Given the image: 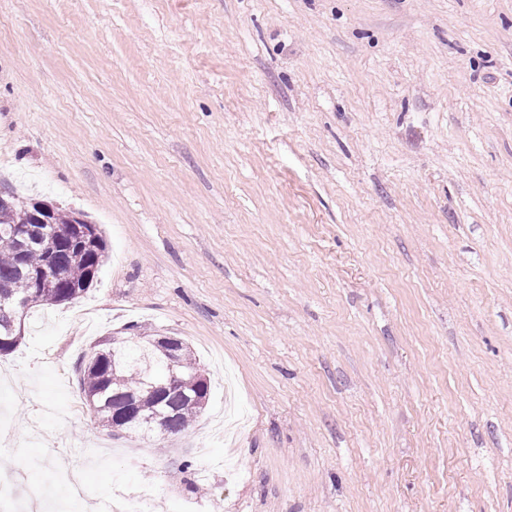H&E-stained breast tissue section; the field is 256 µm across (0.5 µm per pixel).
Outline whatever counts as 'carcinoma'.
Returning <instances> with one entry per match:
<instances>
[{
  "label": "carcinoma",
  "instance_id": "1",
  "mask_svg": "<svg viewBox=\"0 0 512 512\" xmlns=\"http://www.w3.org/2000/svg\"><path fill=\"white\" fill-rule=\"evenodd\" d=\"M74 212L56 209L53 227L32 223L26 204L10 194L0 196V299L22 297L36 287L38 275L51 284L38 289L35 306L61 305L82 297L103 265L106 244L100 230L89 233L72 225ZM18 224H30L29 243L15 233ZM20 327H12L9 306L0 307V355L21 342ZM98 355L80 370L85 400L101 426L114 431L146 430L137 420L120 422L115 412L132 399L143 415L164 412L168 434L184 431L208 402L210 380L199 368L186 341L177 347V364L167 369L170 348L146 337L108 339ZM174 378L175 389L161 393L149 383Z\"/></svg>",
  "mask_w": 512,
  "mask_h": 512
}]
</instances>
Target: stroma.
Wrapping results in <instances>:
<instances>
[{
  "instance_id": "obj_1",
  "label": "stroma",
  "mask_w": 512,
  "mask_h": 512,
  "mask_svg": "<svg viewBox=\"0 0 512 512\" xmlns=\"http://www.w3.org/2000/svg\"><path fill=\"white\" fill-rule=\"evenodd\" d=\"M0 192L99 225L0 356V480L155 512H512V0H0ZM186 340L181 434L78 383ZM177 347V364L173 374L175 389L167 391L172 384L170 371L167 369L170 348L164 344H151L146 336H127L121 339L105 340L93 348L90 356L80 370V385L85 400L93 410L102 427L112 431L143 430L152 432L137 420L120 422L115 412L120 410L129 399H134L143 415L163 411L166 416L168 435H177L184 431L196 418L208 402L210 380L199 368L196 357L189 344L180 339ZM98 347V348H97ZM97 348V349H96ZM168 385L160 384L166 383ZM154 382L159 390L151 389L147 384ZM122 418H141L137 409L129 401L120 413ZM155 430H164V416L158 412L142 417ZM104 512H148L153 511L154 495L150 488H143L137 496L122 501L104 498L101 500Z\"/></svg>"
}]
</instances>
